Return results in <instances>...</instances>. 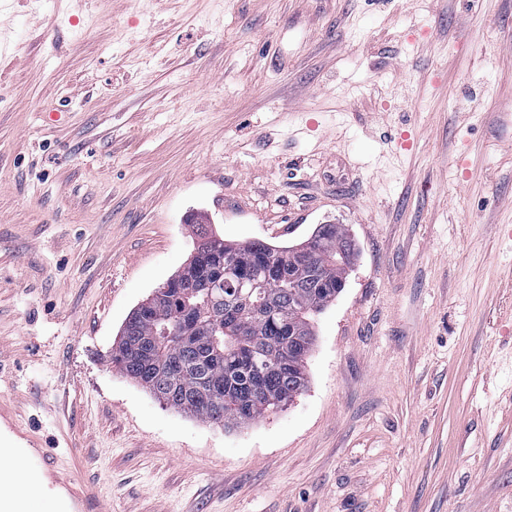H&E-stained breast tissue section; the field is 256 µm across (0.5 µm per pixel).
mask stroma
Wrapping results in <instances>:
<instances>
[{"label":"stroma","instance_id":"obj_1","mask_svg":"<svg viewBox=\"0 0 512 512\" xmlns=\"http://www.w3.org/2000/svg\"><path fill=\"white\" fill-rule=\"evenodd\" d=\"M0 403L109 512H512V0H0ZM356 255L231 430L110 362L198 242Z\"/></svg>","mask_w":512,"mask_h":512}]
</instances>
